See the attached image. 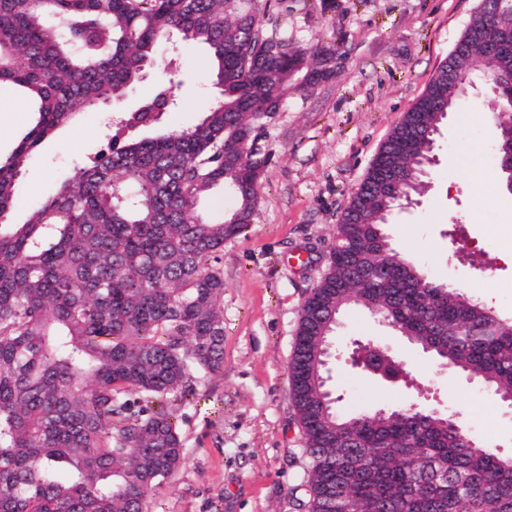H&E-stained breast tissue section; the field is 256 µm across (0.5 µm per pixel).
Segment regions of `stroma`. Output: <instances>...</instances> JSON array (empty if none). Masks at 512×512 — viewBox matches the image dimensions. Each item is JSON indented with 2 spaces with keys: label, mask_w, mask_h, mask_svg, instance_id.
I'll return each instance as SVG.
<instances>
[{
  "label": "stroma",
  "mask_w": 512,
  "mask_h": 512,
  "mask_svg": "<svg viewBox=\"0 0 512 512\" xmlns=\"http://www.w3.org/2000/svg\"><path fill=\"white\" fill-rule=\"evenodd\" d=\"M480 0H268L265 29L297 49L323 47L334 75L290 95L255 128L270 155L252 221L227 240L217 266L224 277V366L199 375L194 396L166 404L183 444L172 477L150 491L144 512H302L293 489L308 457L291 394L290 364L302 308L320 283L336 224L393 128L424 92ZM166 90L177 107L169 129L199 123L218 98L209 53L183 48L171 67L148 71L125 99L81 113L33 156L16 184L14 221L41 204L74 168L108 146L113 118ZM0 154L9 153L32 114L0 89ZM497 128L481 97H468L443 130L440 162L420 203L394 213L386 227L402 256L429 277L512 317V195L502 185ZM361 338L390 347L413 387L374 382L339 360L331 385L340 411L401 407L432 388L437 406L487 447L512 451V408L463 374L442 368L390 327L353 307L334 338L338 350Z\"/></svg>",
  "instance_id": "35a3bbf8"
}]
</instances>
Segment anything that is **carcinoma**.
<instances>
[{
    "mask_svg": "<svg viewBox=\"0 0 512 512\" xmlns=\"http://www.w3.org/2000/svg\"><path fill=\"white\" fill-rule=\"evenodd\" d=\"M249 0H0V86L15 88L34 114L0 157V512H130L163 486L183 455L167 395L194 394L193 379L224 363V279L211 259L250 223L270 157L256 149L230 163L225 148L252 137L272 106L303 89L332 59L266 35L245 33ZM209 51L220 96L190 129L135 138L163 124L144 107L123 113L109 152L72 176L22 223L12 220L15 186L42 142L75 113L121 96L146 69L165 64L160 44ZM468 79L484 81V44L471 42ZM458 105L443 64L384 143L339 224L337 247L305 303L290 365L291 390L309 455L298 486L305 507L328 512L325 496L346 470L362 512H512V454L465 446V425L444 422L448 447H434L408 420L387 426L392 448H338L321 418L340 417L366 443L368 413L343 414L322 382L320 310L374 301L376 289L339 282L357 209L385 229L374 191L388 160L409 162L405 134L437 96ZM237 199L233 223L201 214L204 194ZM406 327L448 334L435 359L512 402V319L441 289L439 307L399 288ZM419 447L407 448L408 440ZM448 462V480L435 477Z\"/></svg>",
    "mask_w": 512,
    "mask_h": 512,
    "instance_id": "1",
    "label": "carcinoma"
}]
</instances>
